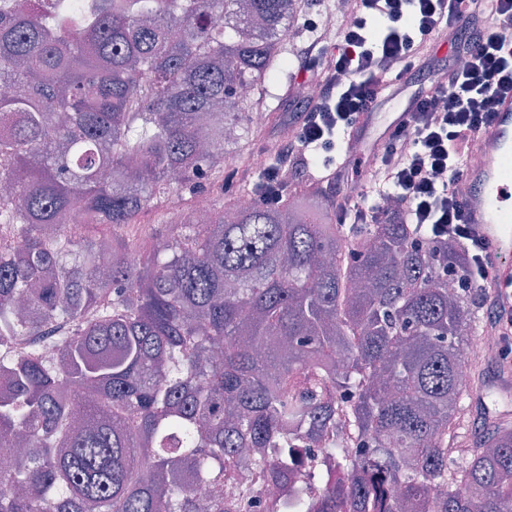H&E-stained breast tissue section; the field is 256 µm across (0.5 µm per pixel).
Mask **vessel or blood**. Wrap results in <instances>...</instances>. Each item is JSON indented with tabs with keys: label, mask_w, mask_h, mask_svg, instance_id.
<instances>
[{
	"label": "vessel or blood",
	"mask_w": 512,
	"mask_h": 512,
	"mask_svg": "<svg viewBox=\"0 0 512 512\" xmlns=\"http://www.w3.org/2000/svg\"><path fill=\"white\" fill-rule=\"evenodd\" d=\"M477 150L482 163L466 172V216L493 247L488 286L496 290L512 284V95L500 98Z\"/></svg>",
	"instance_id": "obj_1"
}]
</instances>
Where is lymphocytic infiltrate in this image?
Returning <instances> with one entry per match:
<instances>
[{
	"label": "lymphocytic infiltrate",
	"instance_id": "lymphocytic-infiltrate-1",
	"mask_svg": "<svg viewBox=\"0 0 512 512\" xmlns=\"http://www.w3.org/2000/svg\"><path fill=\"white\" fill-rule=\"evenodd\" d=\"M303 28L295 64L319 94L306 102L297 135L279 148L276 164L266 171L260 201L306 174L330 189L337 223H375L381 207L349 188L361 160L334 157L335 134L381 108L387 78L401 92L440 47H448L447 69L411 96L408 120L375 149L371 183L378 198L395 197L404 223L462 242L468 264L461 281L482 287L494 254L467 223L459 185L475 138L496 115L498 97L512 94V0H349L332 23L336 40L317 34L313 19H304Z\"/></svg>",
	"mask_w": 512,
	"mask_h": 512
}]
</instances>
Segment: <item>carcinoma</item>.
Instances as JSON below:
<instances>
[{"mask_svg":"<svg viewBox=\"0 0 512 512\" xmlns=\"http://www.w3.org/2000/svg\"><path fill=\"white\" fill-rule=\"evenodd\" d=\"M297 9L0 0V512H239L243 448L285 493L294 463L331 465L304 512H512L509 418L450 459L474 395L475 289L447 288L463 244L396 217L347 229L296 185L196 222L194 198L224 192L225 135L292 64ZM149 210L171 235L145 250ZM362 235L376 247H349Z\"/></svg>","mask_w":512,"mask_h":512,"instance_id":"1","label":"carcinoma"}]
</instances>
